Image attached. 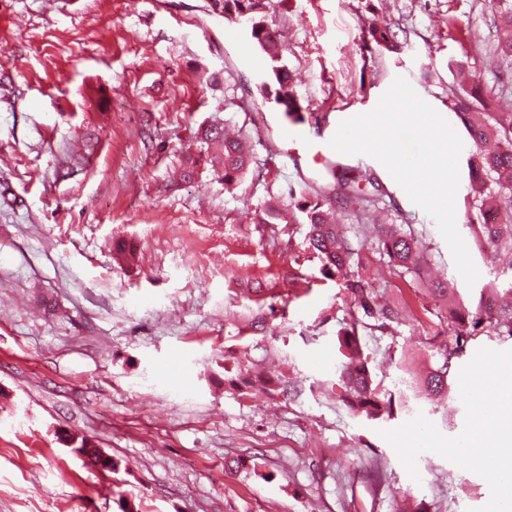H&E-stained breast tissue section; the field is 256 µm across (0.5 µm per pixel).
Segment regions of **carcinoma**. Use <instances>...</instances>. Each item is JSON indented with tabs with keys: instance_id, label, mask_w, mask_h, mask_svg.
<instances>
[{
	"instance_id": "carcinoma-1",
	"label": "carcinoma",
	"mask_w": 512,
	"mask_h": 512,
	"mask_svg": "<svg viewBox=\"0 0 512 512\" xmlns=\"http://www.w3.org/2000/svg\"><path fill=\"white\" fill-rule=\"evenodd\" d=\"M496 39L493 57L512 62V4L509 0H494ZM210 7L224 14L229 22L246 16L251 21L250 35L270 63L268 79L259 85L264 96L273 97L277 108L288 114L300 110L292 87V75L280 64L283 49L282 33L270 16L269 0H211ZM362 41L387 49L397 48V32L391 24L371 23L363 30ZM448 111L464 126L475 152L468 161L471 202L466 209V226L473 230L483 250H488L505 265L496 271L492 281L479 292L477 302L469 308L455 304L457 289L441 283L425 289L433 307L422 305L417 310L422 325L435 334L454 337V342H442L435 347L437 362L418 379V393L429 401L448 397V376L453 362L459 358L468 339L485 331L495 336L512 338V218L506 224H485L480 217L488 209L512 211V110L492 112L479 85L465 82L448 96ZM201 142L211 154L212 166L219 168L227 187L238 185L252 164L250 141L244 135L229 138L224 128L203 130ZM295 208L302 213L300 224L308 225L309 247L323 263L326 274H337L353 298L358 315L339 332L338 351L343 358L341 380L344 393L341 402L352 413L370 419H380L393 410L394 399L375 382L364 356L360 333L394 334L401 324L408 303L395 304L378 288L365 287L358 274L364 261L355 248L352 237L370 234L376 237L380 258L385 260L392 276L405 280L408 275H420L427 267L426 251L402 224H358L348 228L336 221L328 196L317 193L310 198L290 196Z\"/></svg>"
}]
</instances>
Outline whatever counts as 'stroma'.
I'll return each mask as SVG.
<instances>
[{
    "mask_svg": "<svg viewBox=\"0 0 512 512\" xmlns=\"http://www.w3.org/2000/svg\"><path fill=\"white\" fill-rule=\"evenodd\" d=\"M271 6L304 116L296 146L256 90L266 68L249 31L210 0H0V512H489L496 499L494 466L448 442L474 429L460 394L473 357H500L510 379L512 340L472 337L446 401L352 414L337 333L356 306L322 274L306 225L258 221L289 191L370 177L377 209L412 226L430 263L404 287L360 235L364 277L410 304L437 278L472 306L435 220L380 162L340 154L332 171L313 156L398 77L460 135L448 110L460 69L490 104L512 101V65L490 54L491 0ZM382 14L404 36L364 50ZM210 125L252 141L234 189L203 162L180 175ZM363 348L395 393L436 361L413 320ZM273 374L297 395L269 390Z\"/></svg>",
    "mask_w": 512,
    "mask_h": 512,
    "instance_id": "stroma-1",
    "label": "stroma"
}]
</instances>
